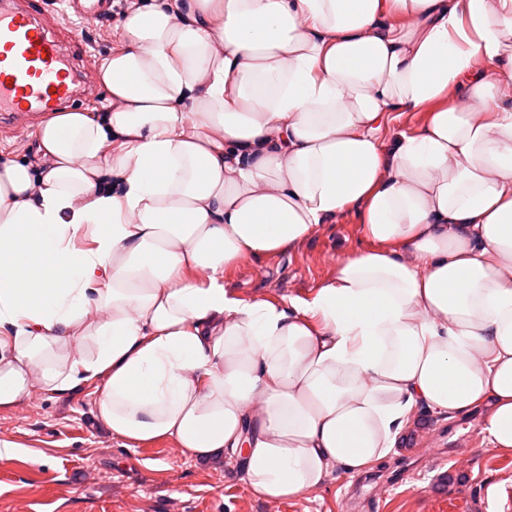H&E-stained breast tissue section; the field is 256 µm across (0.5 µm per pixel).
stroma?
Masks as SVG:
<instances>
[{"label":"stroma","mask_w":512,"mask_h":512,"mask_svg":"<svg viewBox=\"0 0 512 512\" xmlns=\"http://www.w3.org/2000/svg\"><path fill=\"white\" fill-rule=\"evenodd\" d=\"M366 244L347 212L290 250L241 260L224 285L250 302L309 299ZM479 430V415L448 421L421 410L371 468L272 501L254 497L237 469L196 462L174 443L127 447L97 420L89 391L40 393L0 411V442L19 447L0 459V512H485L492 484L512 512V455L482 446Z\"/></svg>","instance_id":"obj_1"}]
</instances>
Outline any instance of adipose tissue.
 Segmentation results:
<instances>
[{"label": "adipose tissue", "mask_w": 512, "mask_h": 512, "mask_svg": "<svg viewBox=\"0 0 512 512\" xmlns=\"http://www.w3.org/2000/svg\"><path fill=\"white\" fill-rule=\"evenodd\" d=\"M99 78L101 119L43 124L51 168L0 161V410L93 385L111 435L265 500L422 407L512 454V0H149ZM350 210L370 246L311 300L226 290Z\"/></svg>", "instance_id": "adipose-tissue-1"}]
</instances>
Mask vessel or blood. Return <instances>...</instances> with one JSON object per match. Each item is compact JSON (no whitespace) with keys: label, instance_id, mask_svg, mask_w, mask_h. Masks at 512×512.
<instances>
[{"label":"vessel or blood","instance_id":"1","mask_svg":"<svg viewBox=\"0 0 512 512\" xmlns=\"http://www.w3.org/2000/svg\"><path fill=\"white\" fill-rule=\"evenodd\" d=\"M43 0H0V127L27 130L34 114L97 97L92 70L70 64L76 38Z\"/></svg>","mask_w":512,"mask_h":512}]
</instances>
